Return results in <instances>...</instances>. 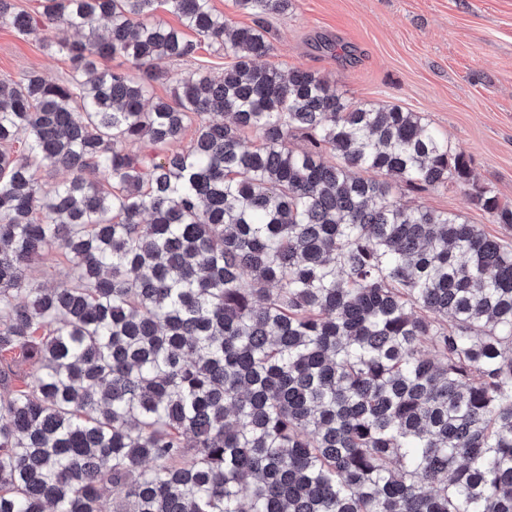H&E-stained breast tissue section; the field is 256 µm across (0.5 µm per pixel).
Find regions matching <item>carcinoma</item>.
<instances>
[{"instance_id": "carcinoma-1", "label": "carcinoma", "mask_w": 512, "mask_h": 512, "mask_svg": "<svg viewBox=\"0 0 512 512\" xmlns=\"http://www.w3.org/2000/svg\"><path fill=\"white\" fill-rule=\"evenodd\" d=\"M235 4L0 0L71 62L0 80V512H512V245L396 188L512 204L419 113L259 64L291 0ZM188 30L232 62L149 101ZM233 1L234 0H212V6L217 12L229 18L233 25H253L256 17L251 13L237 9ZM71 273V264L59 254L49 256L48 259L33 265L28 271L31 280L48 285L65 281Z\"/></svg>"}]
</instances>
